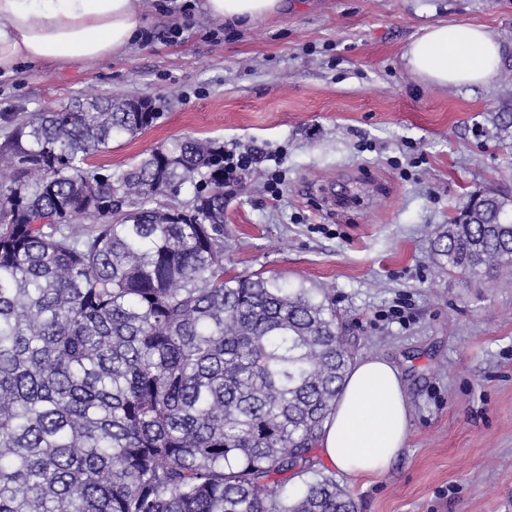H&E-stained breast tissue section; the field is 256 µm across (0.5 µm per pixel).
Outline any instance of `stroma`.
Wrapping results in <instances>:
<instances>
[{"instance_id": "obj_1", "label": "stroma", "mask_w": 512, "mask_h": 512, "mask_svg": "<svg viewBox=\"0 0 512 512\" xmlns=\"http://www.w3.org/2000/svg\"><path fill=\"white\" fill-rule=\"evenodd\" d=\"M182 2L171 15L150 0L124 54L19 63L0 78V135L92 90L152 97L160 114L113 141L108 169L188 135L275 152L279 196L261 164L225 197L226 275L332 289L356 359L397 365L409 406L390 470L340 485L359 512H512V278L448 275L431 243L474 195L512 197V0H287L243 28ZM442 22L501 45L487 84L407 69L406 47Z\"/></svg>"}]
</instances>
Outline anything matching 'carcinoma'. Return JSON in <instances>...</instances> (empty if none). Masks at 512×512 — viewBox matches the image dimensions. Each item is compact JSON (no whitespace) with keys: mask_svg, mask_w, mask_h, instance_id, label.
<instances>
[{"mask_svg":"<svg viewBox=\"0 0 512 512\" xmlns=\"http://www.w3.org/2000/svg\"><path fill=\"white\" fill-rule=\"evenodd\" d=\"M158 116L90 93L0 142V512H358L314 456L352 341L329 289L224 277V144L94 163ZM511 206L436 230L440 267L512 276Z\"/></svg>","mask_w":512,"mask_h":512,"instance_id":"1","label":"carcinoma"}]
</instances>
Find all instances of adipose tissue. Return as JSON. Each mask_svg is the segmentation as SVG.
<instances>
[{
    "instance_id": "adipose-tissue-1",
    "label": "adipose tissue",
    "mask_w": 512,
    "mask_h": 512,
    "mask_svg": "<svg viewBox=\"0 0 512 512\" xmlns=\"http://www.w3.org/2000/svg\"><path fill=\"white\" fill-rule=\"evenodd\" d=\"M216 21L248 25L276 14L281 0H204ZM144 0H0V74L20 61L63 65L123 54L141 36ZM404 58L421 80L480 85L497 71L501 48L483 28L440 24L408 46ZM409 411L397 367L381 357L353 364L325 425L323 455L345 477H378L405 449Z\"/></svg>"
}]
</instances>
